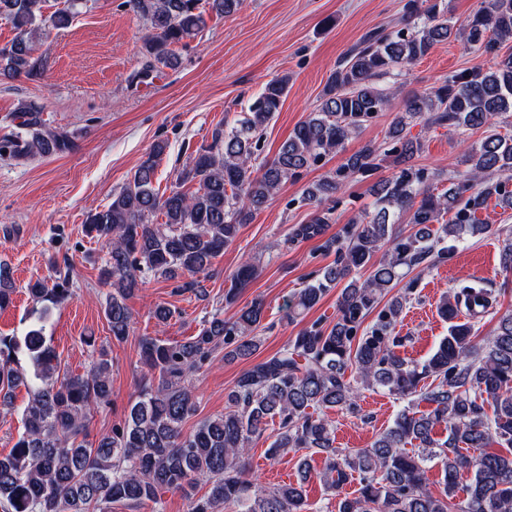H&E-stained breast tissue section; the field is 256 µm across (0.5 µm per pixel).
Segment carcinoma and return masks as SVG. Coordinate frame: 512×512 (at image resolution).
Segmentation results:
<instances>
[{
  "instance_id": "1",
  "label": "carcinoma",
  "mask_w": 512,
  "mask_h": 512,
  "mask_svg": "<svg viewBox=\"0 0 512 512\" xmlns=\"http://www.w3.org/2000/svg\"><path fill=\"white\" fill-rule=\"evenodd\" d=\"M79 0H64L50 15L42 0H0V16L15 36L0 45V75H41L42 58L33 43L47 29L71 25ZM147 23V55L158 64H178L176 48L185 47L215 13L227 15L242 0H129ZM398 30L383 28L368 37L329 76L317 110L298 124L271 160H259L266 126L279 112L288 78L269 81L233 125H217L211 143L195 150L169 194L155 187L157 162L168 143L159 139L112 200L87 215L85 232L105 247L101 277L113 292L105 307L112 338L130 334L133 315L126 300L149 278L171 281L178 292L203 291L196 276L209 275L213 260L251 222L286 182L346 141L389 106L391 93L377 84L428 54L451 37L466 48L492 55L489 70L476 68L446 78L404 99L395 113L387 151L372 142L351 154L336 171L304 190V200L320 203L354 178L373 175L387 158L396 172L378 182L372 211L361 210L338 234L327 235L331 209L316 210L297 225L291 240L325 238L323 249L334 263L311 273L307 285L288 302V319L313 308L328 291L343 285L336 322L302 328L273 356L243 370L225 394L224 412L199 421L189 432L185 420L194 409L192 376L219 348L224 360L249 358L260 348L265 329L260 300L230 318L215 314L185 340L140 339L143 374L136 400L123 423L89 440L90 417L110 402L111 360L100 350L82 374L61 370L46 336V310L35 311L25 335L0 336V408L14 407L22 386L28 401L20 412L23 431L11 452L0 457V502L5 512H111L114 503L147 502L160 512L162 495L180 491L189 512H310L303 483L263 487L250 475L249 450L268 423L278 433L268 454L314 449L326 455L319 478L336 496L338 512H512V313L499 318L494 334L478 343L473 326L453 323L448 336L423 363L396 352L395 328L411 300L410 280L389 300L384 297L407 271L448 254L447 242L489 232L475 217L479 200L497 195L512 205L494 172L512 171V136L496 131L495 118L512 113V0H488L462 30L448 24L443 0H406ZM16 129L0 136L1 161H28L68 151L72 137L48 126L44 106L24 102L16 109ZM415 118L464 132L485 129V136L464 155L465 179L434 192L439 174L412 163L423 144L405 134ZM193 183L187 192L183 186ZM401 214L415 227L398 229ZM163 222H154L157 216ZM450 220H445V216ZM372 267L362 280L358 272ZM256 273L243 261L230 277L224 299L231 303ZM11 269L0 263V310L13 303ZM37 302L60 306L72 296L69 276L52 284H28ZM492 306L491 293L478 285L455 289L440 306L452 320L465 308L475 317ZM374 323L362 324L371 312ZM355 374V382L345 379ZM431 383H424L425 379ZM365 389H382L402 399L417 398L429 409L407 407L365 448L334 446L327 409L360 411ZM445 425L447 435L437 436ZM440 464V490L430 487L431 462ZM471 482L459 486L461 473ZM358 475L357 495L347 484ZM204 487L198 497L196 489ZM465 498L458 499V492Z\"/></svg>"
}]
</instances>
